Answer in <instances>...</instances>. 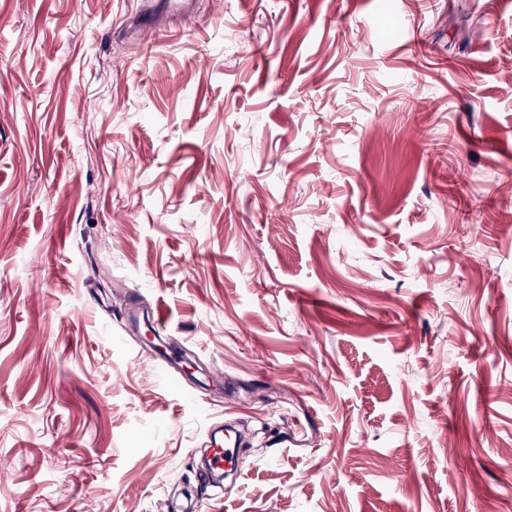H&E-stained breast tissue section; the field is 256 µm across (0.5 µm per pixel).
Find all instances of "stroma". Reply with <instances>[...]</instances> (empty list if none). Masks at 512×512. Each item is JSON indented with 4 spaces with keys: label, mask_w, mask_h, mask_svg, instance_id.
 <instances>
[{
    "label": "stroma",
    "mask_w": 512,
    "mask_h": 512,
    "mask_svg": "<svg viewBox=\"0 0 512 512\" xmlns=\"http://www.w3.org/2000/svg\"><path fill=\"white\" fill-rule=\"evenodd\" d=\"M185 7L0 0V512H512V0ZM236 447L235 441H233L229 431L228 434L225 435V440L224 431H221V435L218 437L214 436L208 448L206 476L210 478L216 474L223 475L224 471L225 473H232L236 468V452L233 457H230L224 451V448Z\"/></svg>",
    "instance_id": "1"
}]
</instances>
